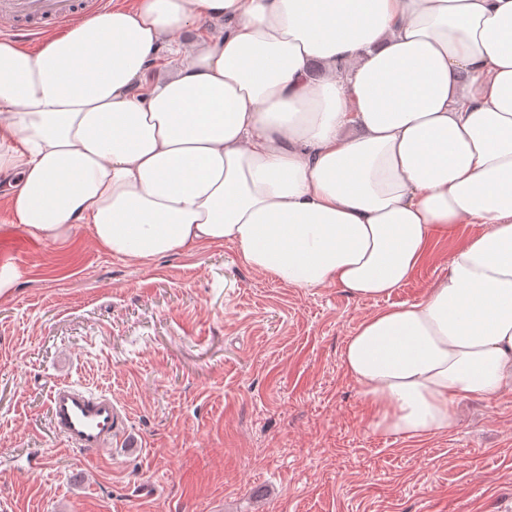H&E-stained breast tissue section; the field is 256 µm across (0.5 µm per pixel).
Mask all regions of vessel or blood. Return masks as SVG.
Returning a JSON list of instances; mask_svg holds the SVG:
<instances>
[{"mask_svg": "<svg viewBox=\"0 0 512 512\" xmlns=\"http://www.w3.org/2000/svg\"><path fill=\"white\" fill-rule=\"evenodd\" d=\"M82 10L81 0H0V17L11 20L15 34L27 38ZM48 407L55 435L80 451L109 447L124 418L111 394L69 381L51 387Z\"/></svg>", "mask_w": 512, "mask_h": 512, "instance_id": "obj_1", "label": "vessel or blood"}]
</instances>
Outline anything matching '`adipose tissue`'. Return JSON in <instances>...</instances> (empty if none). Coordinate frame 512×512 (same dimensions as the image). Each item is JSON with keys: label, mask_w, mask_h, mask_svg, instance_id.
Returning a JSON list of instances; mask_svg holds the SVG:
<instances>
[{"label": "adipose tissue", "mask_w": 512, "mask_h": 512, "mask_svg": "<svg viewBox=\"0 0 512 512\" xmlns=\"http://www.w3.org/2000/svg\"><path fill=\"white\" fill-rule=\"evenodd\" d=\"M0 193L36 239L82 227L136 263L230 242L359 298L472 225L342 361L369 428L407 439L512 386V0H135L0 40Z\"/></svg>", "instance_id": "obj_1"}]
</instances>
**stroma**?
<instances>
[{
    "mask_svg": "<svg viewBox=\"0 0 512 512\" xmlns=\"http://www.w3.org/2000/svg\"><path fill=\"white\" fill-rule=\"evenodd\" d=\"M439 239L385 298L291 288L232 243L147 263L86 230L29 237L0 195V512H512V388L456 423L383 436L342 365L361 319L420 300L471 232ZM59 380L111 393L120 438L91 454L52 432Z\"/></svg>",
    "mask_w": 512,
    "mask_h": 512,
    "instance_id": "35a3bbf8",
    "label": "stroma"
}]
</instances>
